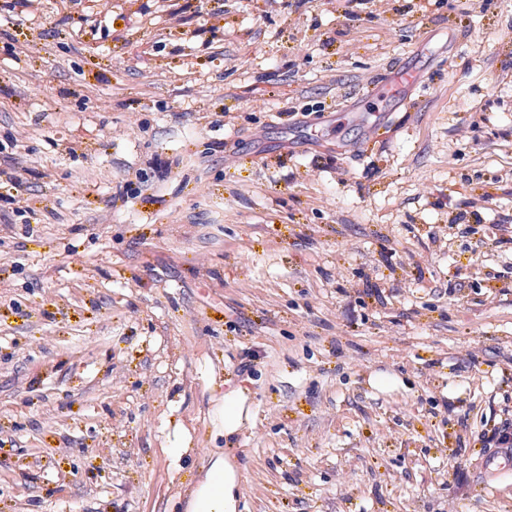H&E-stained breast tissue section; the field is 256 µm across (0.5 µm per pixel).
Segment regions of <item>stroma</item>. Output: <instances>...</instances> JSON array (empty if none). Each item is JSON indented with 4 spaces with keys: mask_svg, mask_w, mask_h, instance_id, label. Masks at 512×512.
<instances>
[{
    "mask_svg": "<svg viewBox=\"0 0 512 512\" xmlns=\"http://www.w3.org/2000/svg\"><path fill=\"white\" fill-rule=\"evenodd\" d=\"M510 225L512 0H0V512H512ZM246 397L243 392H234L224 396V407L220 413V420L224 435L236 433L247 416L245 413ZM211 463L190 492L186 512H238L242 477L238 469L214 451Z\"/></svg>",
    "mask_w": 512,
    "mask_h": 512,
    "instance_id": "1",
    "label": "stroma"
}]
</instances>
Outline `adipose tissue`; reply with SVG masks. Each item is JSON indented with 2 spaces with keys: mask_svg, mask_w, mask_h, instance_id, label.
<instances>
[{
  "mask_svg": "<svg viewBox=\"0 0 512 512\" xmlns=\"http://www.w3.org/2000/svg\"><path fill=\"white\" fill-rule=\"evenodd\" d=\"M242 495V477L221 452L211 454V463L194 485L186 512H237Z\"/></svg>",
  "mask_w": 512,
  "mask_h": 512,
  "instance_id": "adipose-tissue-1",
  "label": "adipose tissue"
}]
</instances>
